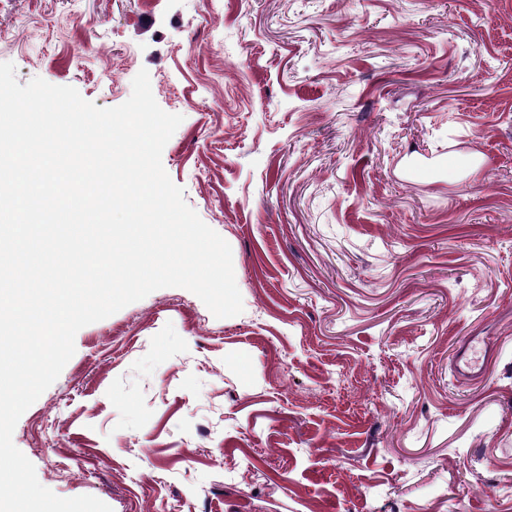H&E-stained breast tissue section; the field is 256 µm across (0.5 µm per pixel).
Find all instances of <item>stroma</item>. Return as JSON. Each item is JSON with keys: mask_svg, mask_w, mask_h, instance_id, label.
Returning a JSON list of instances; mask_svg holds the SVG:
<instances>
[{"mask_svg": "<svg viewBox=\"0 0 512 512\" xmlns=\"http://www.w3.org/2000/svg\"><path fill=\"white\" fill-rule=\"evenodd\" d=\"M0 62L102 108L147 69L183 117L163 167L244 307L169 287L80 329L13 432L43 486L112 512H512V0H0Z\"/></svg>", "mask_w": 512, "mask_h": 512, "instance_id": "1", "label": "stroma"}]
</instances>
